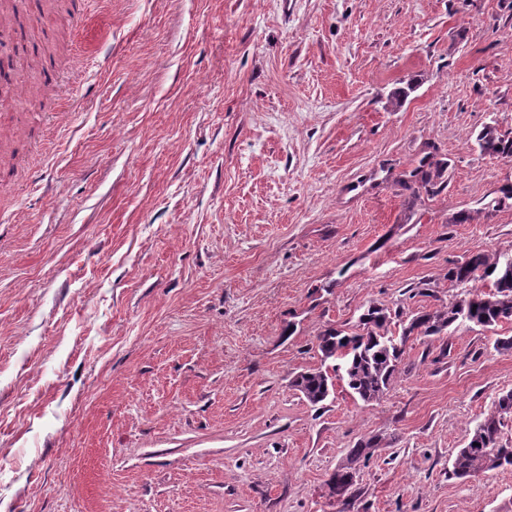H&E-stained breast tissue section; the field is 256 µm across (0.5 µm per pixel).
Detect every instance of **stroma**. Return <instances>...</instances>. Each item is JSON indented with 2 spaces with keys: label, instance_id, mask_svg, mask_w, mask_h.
<instances>
[{
  "label": "stroma",
  "instance_id": "35a3bbf8",
  "mask_svg": "<svg viewBox=\"0 0 512 512\" xmlns=\"http://www.w3.org/2000/svg\"><path fill=\"white\" fill-rule=\"evenodd\" d=\"M0 109V512H512L448 470L512 324L413 338L384 397L293 377L318 338L448 304L512 254V0H26ZM445 189L400 184L424 152ZM360 496L326 486L355 444ZM481 150L500 158H512V136L499 134L495 128L487 127L478 136Z\"/></svg>",
  "mask_w": 512,
  "mask_h": 512
}]
</instances>
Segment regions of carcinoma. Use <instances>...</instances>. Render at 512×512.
<instances>
[{
    "label": "carcinoma",
    "mask_w": 512,
    "mask_h": 512,
    "mask_svg": "<svg viewBox=\"0 0 512 512\" xmlns=\"http://www.w3.org/2000/svg\"><path fill=\"white\" fill-rule=\"evenodd\" d=\"M481 150L500 158H512V136L487 127L478 136ZM442 163L426 156L414 169L412 181L402 183L412 198L420 191L434 194L443 189ZM476 281L489 282V291H467L448 305L432 312L414 315L402 327L399 337L388 330L387 309L370 305L359 316L355 331L348 333L328 329L318 337V351L327 366L299 374L293 386L313 405L325 401L334 389L336 372L343 371L342 380L358 399L365 403L380 400L401 372L404 346L409 336H440L457 322L490 329L512 323V255L474 252L464 261L448 269L452 288ZM512 415V391L502 393L494 401L493 410L473 429L465 447L452 458L449 473L459 479L505 466H512V448L500 442L503 419ZM382 439L374 436L352 449L346 464L338 467L327 481L328 495L344 505L360 495L358 469L360 460H368L381 447Z\"/></svg>",
    "instance_id": "carcinoma-1"
}]
</instances>
